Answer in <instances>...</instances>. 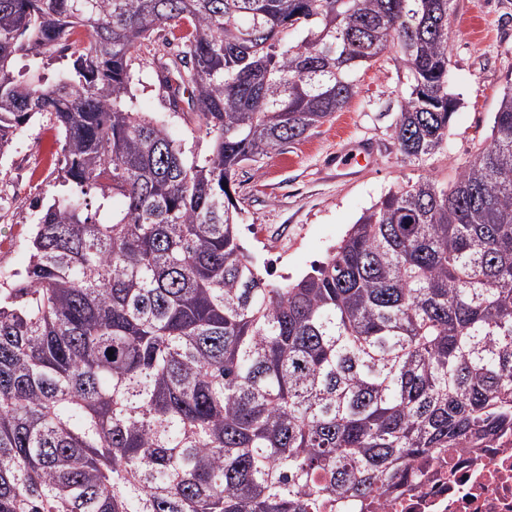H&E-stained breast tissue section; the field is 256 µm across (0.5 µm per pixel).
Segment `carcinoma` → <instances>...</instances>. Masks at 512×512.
<instances>
[{"label": "carcinoma", "mask_w": 512, "mask_h": 512, "mask_svg": "<svg viewBox=\"0 0 512 512\" xmlns=\"http://www.w3.org/2000/svg\"><path fill=\"white\" fill-rule=\"evenodd\" d=\"M452 2L0 0V155L48 115L66 187L0 280V512H348L512 425V86L464 170L390 189L292 282L227 190L388 50L401 159L439 153ZM166 29L158 87L213 138L201 161L134 107Z\"/></svg>", "instance_id": "carcinoma-1"}]
</instances>
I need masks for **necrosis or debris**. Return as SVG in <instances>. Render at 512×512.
<instances>
[{"instance_id":"obj_1","label":"necrosis or debris","mask_w":512,"mask_h":512,"mask_svg":"<svg viewBox=\"0 0 512 512\" xmlns=\"http://www.w3.org/2000/svg\"><path fill=\"white\" fill-rule=\"evenodd\" d=\"M364 512H512V428L488 444L427 455L399 492H385Z\"/></svg>"}]
</instances>
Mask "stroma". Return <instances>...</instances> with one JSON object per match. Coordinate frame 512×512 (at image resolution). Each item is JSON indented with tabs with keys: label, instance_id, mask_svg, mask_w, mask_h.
<instances>
[{
	"label": "stroma",
	"instance_id": "obj_1",
	"mask_svg": "<svg viewBox=\"0 0 512 512\" xmlns=\"http://www.w3.org/2000/svg\"><path fill=\"white\" fill-rule=\"evenodd\" d=\"M449 88L459 100L442 151L422 163L402 161L395 123L406 77L391 54L357 75V91L328 123L305 138L243 164L232 182L242 209L239 235L258 270L277 284L294 281L323 261L362 213L391 187L425 177L448 180L488 141L505 88L512 85V0H453ZM138 111L165 121L187 160L209 155L213 140L189 112L170 111L156 86L150 56L135 60ZM63 138L37 117L0 157V273L23 270L27 241L59 189ZM371 145L372 160L338 168L337 154Z\"/></svg>",
	"mask_w": 512,
	"mask_h": 512
}]
</instances>
